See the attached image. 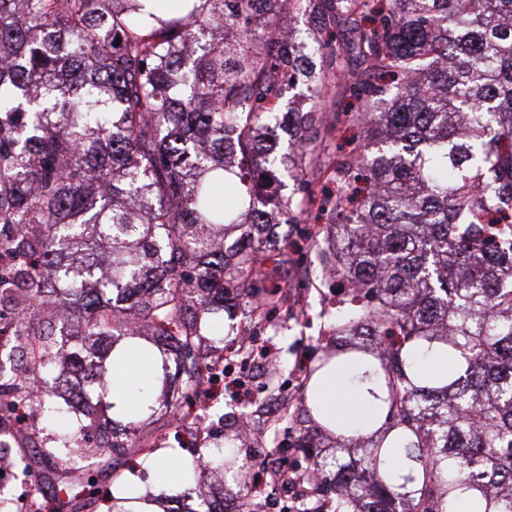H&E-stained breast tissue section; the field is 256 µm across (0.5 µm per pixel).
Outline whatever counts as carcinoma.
I'll return each instance as SVG.
<instances>
[{"instance_id": "cac0c4a2", "label": "carcinoma", "mask_w": 512, "mask_h": 512, "mask_svg": "<svg viewBox=\"0 0 512 512\" xmlns=\"http://www.w3.org/2000/svg\"><path fill=\"white\" fill-rule=\"evenodd\" d=\"M256 4L313 30L256 45ZM346 47L361 137L319 211L321 278L343 293L338 350L314 371L366 388L376 430L305 445L331 499L312 512H512V0H0V347L32 356L21 376L0 364L1 432L23 408L58 413L42 383L61 362L106 393L108 336L174 356L180 396L156 411H178L224 360L220 314L290 302L269 272L325 173L318 140L338 119L322 102ZM313 57L325 71L304 67ZM300 81L311 105L280 118ZM273 121L286 152L261 138ZM285 173L306 199L264 200ZM269 205L288 224L274 240ZM40 309L77 322L80 343L33 326ZM89 428L50 457L92 500L96 463L72 455ZM97 429L125 452L108 420ZM203 451L210 472L259 484L233 444ZM2 458L27 489L0 512H53L0 439Z\"/></svg>"}]
</instances>
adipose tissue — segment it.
<instances>
[{
    "instance_id": "ef3b65f1",
    "label": "adipose tissue",
    "mask_w": 512,
    "mask_h": 512,
    "mask_svg": "<svg viewBox=\"0 0 512 512\" xmlns=\"http://www.w3.org/2000/svg\"><path fill=\"white\" fill-rule=\"evenodd\" d=\"M161 373L162 356L158 350L134 346L129 339L121 341L112 352V389L106 395L113 416L123 421L146 417L155 404L157 393L153 384ZM307 397L308 407L317 411L323 422H358L364 414L363 395L341 387L332 373L312 380ZM145 465L151 472L150 483L129 481L131 499L115 501L112 512H162L159 497L185 489L186 463L181 449L155 452Z\"/></svg>"
}]
</instances>
